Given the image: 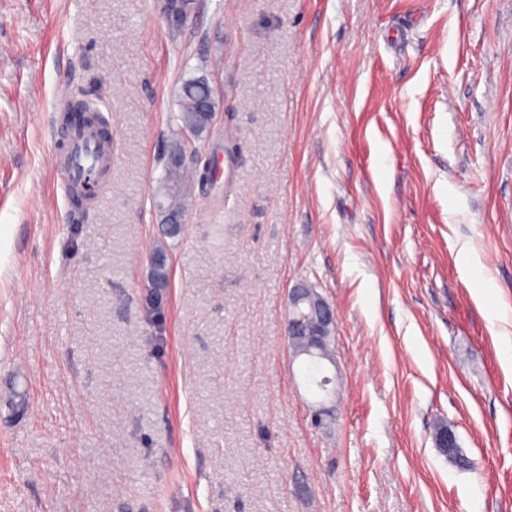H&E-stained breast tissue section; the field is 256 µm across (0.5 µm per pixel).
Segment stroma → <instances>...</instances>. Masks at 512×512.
<instances>
[{"label":"stroma","mask_w":512,"mask_h":512,"mask_svg":"<svg viewBox=\"0 0 512 512\" xmlns=\"http://www.w3.org/2000/svg\"><path fill=\"white\" fill-rule=\"evenodd\" d=\"M192 76L223 175L169 239ZM62 86L111 116L92 202L62 200ZM302 282L336 310L324 429ZM508 341L512 0H195L176 29L154 0H0V512H512ZM209 86L204 78L186 79L181 87L178 106L179 113L176 116L178 129L174 138L166 148V160L163 163L164 174L161 179V187L168 200V207L165 213L169 217L175 215L181 218L183 213V200L190 187V178L184 166L180 170V164L174 165L173 155L178 151L184 131L194 129L197 131L198 143L206 142L210 126L206 121L205 111L211 126L215 119L214 96L208 97ZM208 97V98H207ZM207 98L204 109H201L202 101Z\"/></svg>","instance_id":"stroma-1"}]
</instances>
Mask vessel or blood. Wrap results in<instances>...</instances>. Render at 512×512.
<instances>
[{
    "mask_svg": "<svg viewBox=\"0 0 512 512\" xmlns=\"http://www.w3.org/2000/svg\"><path fill=\"white\" fill-rule=\"evenodd\" d=\"M107 131L104 125L78 121L68 123L66 137L55 155L63 198H70L111 167L112 139Z\"/></svg>",
    "mask_w": 512,
    "mask_h": 512,
    "instance_id": "obj_1",
    "label": "vessel or blood"
}]
</instances>
